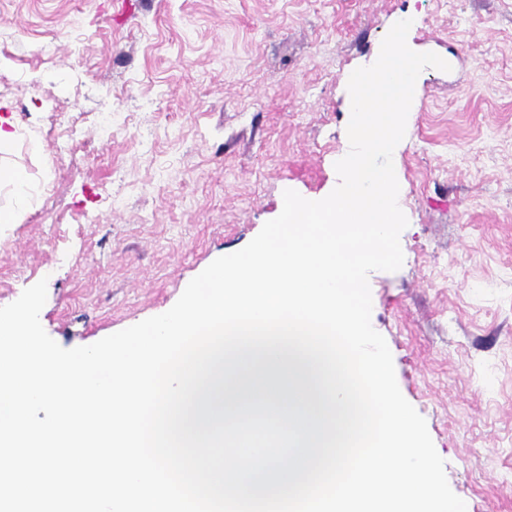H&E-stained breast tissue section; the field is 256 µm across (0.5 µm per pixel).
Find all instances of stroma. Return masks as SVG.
I'll list each match as a JSON object with an SVG mask.
<instances>
[{
  "mask_svg": "<svg viewBox=\"0 0 512 512\" xmlns=\"http://www.w3.org/2000/svg\"><path fill=\"white\" fill-rule=\"evenodd\" d=\"M406 18L451 69L420 73L393 153L404 262L370 273L371 323L467 512H512V0H0V166L30 184L0 306L46 280L66 349L169 310L284 190L338 185L349 77Z\"/></svg>",
  "mask_w": 512,
  "mask_h": 512,
  "instance_id": "35a3bbf8",
  "label": "stroma"
}]
</instances>
